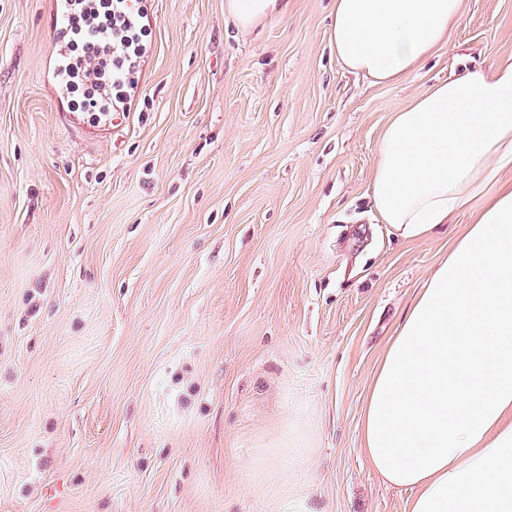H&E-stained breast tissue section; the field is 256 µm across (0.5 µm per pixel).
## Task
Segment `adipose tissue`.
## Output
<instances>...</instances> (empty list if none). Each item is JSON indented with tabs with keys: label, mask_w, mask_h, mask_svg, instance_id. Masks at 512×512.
I'll use <instances>...</instances> for the list:
<instances>
[{
	"label": "adipose tissue",
	"mask_w": 512,
	"mask_h": 512,
	"mask_svg": "<svg viewBox=\"0 0 512 512\" xmlns=\"http://www.w3.org/2000/svg\"><path fill=\"white\" fill-rule=\"evenodd\" d=\"M284 0H225L237 28ZM461 0H335L337 61L399 82L460 19ZM512 60L441 80L393 113L377 148L374 207L402 241L432 236L471 198L485 206L403 316L370 384L363 454L408 488V512H512ZM287 445L248 464L288 482Z\"/></svg>",
	"instance_id": "1"
}]
</instances>
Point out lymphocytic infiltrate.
<instances>
[{"label":"lymphocytic infiltrate","mask_w":512,"mask_h":512,"mask_svg":"<svg viewBox=\"0 0 512 512\" xmlns=\"http://www.w3.org/2000/svg\"><path fill=\"white\" fill-rule=\"evenodd\" d=\"M66 86L76 109L93 117L132 111L149 54V0H72Z\"/></svg>","instance_id":"obj_1"}]
</instances>
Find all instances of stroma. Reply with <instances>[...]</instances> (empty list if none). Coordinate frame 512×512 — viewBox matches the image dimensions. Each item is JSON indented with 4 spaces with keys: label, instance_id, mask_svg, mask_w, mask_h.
Wrapping results in <instances>:
<instances>
[{
    "label": "stroma",
    "instance_id": "35a3bbf8",
    "mask_svg": "<svg viewBox=\"0 0 512 512\" xmlns=\"http://www.w3.org/2000/svg\"><path fill=\"white\" fill-rule=\"evenodd\" d=\"M53 2L0 0V512H408L362 456L365 399L484 200L394 239L377 145L462 59L512 58V0H462L390 85L337 62L334 0L246 31L224 0H154L138 109L76 124ZM296 416L303 482L255 490Z\"/></svg>",
    "mask_w": 512,
    "mask_h": 512
}]
</instances>
